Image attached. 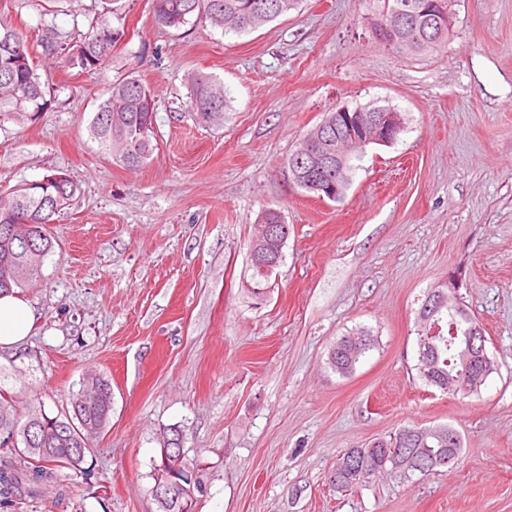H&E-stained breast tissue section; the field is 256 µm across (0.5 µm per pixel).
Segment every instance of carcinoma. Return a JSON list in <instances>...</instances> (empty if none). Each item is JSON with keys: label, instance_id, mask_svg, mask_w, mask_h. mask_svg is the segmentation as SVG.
<instances>
[{"label": "carcinoma", "instance_id": "carcinoma-1", "mask_svg": "<svg viewBox=\"0 0 512 512\" xmlns=\"http://www.w3.org/2000/svg\"><path fill=\"white\" fill-rule=\"evenodd\" d=\"M379 15L395 8L412 18L423 0H380ZM297 0H154L155 23L175 28L189 23L196 15L224 33H247L295 8ZM40 46L62 58L69 69L101 70L112 57V49L125 32L107 19L91 24L84 37L75 41L67 32L52 25L41 28ZM448 40L443 31L430 41L416 40V32L404 28L405 52L430 53ZM188 104L195 122L221 125L229 109L224 83L199 72L187 75ZM154 95L136 75L130 74L110 85L107 97L99 104L90 132L112 161L127 169L142 167L155 149ZM54 99L42 85L31 62L27 36L12 26L0 23V129L5 124H32L52 110ZM78 187L67 180L42 188L22 186L0 199V295L37 280L43 261L54 249L53 238L44 223L54 220L55 208H65ZM441 326L433 338L431 357L417 361L415 369L428 386L448 392V380L465 377L459 337L478 324L466 308L448 313L421 305L418 330L432 324ZM374 347L373 336L359 330L336 342L329 353V364L339 374L352 372L356 364ZM112 414V386L102 375H88L79 388L69 393L66 407L54 416L36 405L20 409L18 397L0 386V506L34 498L42 486H61L64 471L84 472L88 454L106 430ZM461 447H448V427H405L390 440H378L371 447L350 448L336 461L337 486L352 491L368 483L348 468L353 458L363 468L380 467L388 475L409 478L436 469L434 461L442 454L459 455ZM177 480L186 489L173 491L166 501L154 500L156 512H195L197 495L204 493L199 464L181 456Z\"/></svg>", "mask_w": 512, "mask_h": 512}]
</instances>
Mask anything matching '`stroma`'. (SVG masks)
<instances>
[{
	"label": "stroma",
	"instance_id": "stroma-1",
	"mask_svg": "<svg viewBox=\"0 0 512 512\" xmlns=\"http://www.w3.org/2000/svg\"><path fill=\"white\" fill-rule=\"evenodd\" d=\"M376 6L298 0L236 35L200 18L158 27L153 0H0V20L34 44L45 23L79 39L106 15L125 30L102 71L35 45L53 108L0 130V197L57 171L79 187L49 226L42 279L19 292L36 319L0 350V387L54 415L97 372L113 397L89 474L7 512H155L158 437L174 425L203 469L196 512H512V0H454L446 49L418 57L375 39ZM193 71L223 81V125L192 118ZM130 73L156 110L157 147L137 170L89 131ZM340 106L394 109L404 129L367 147L333 202L294 187L283 163ZM268 208L289 235L257 301L242 278ZM451 279L497 364L468 396L415 369L417 311ZM358 328L376 346L340 376L328 351ZM408 425L456 429L458 462L330 486L344 452Z\"/></svg>",
	"mask_w": 512,
	"mask_h": 512
}]
</instances>
